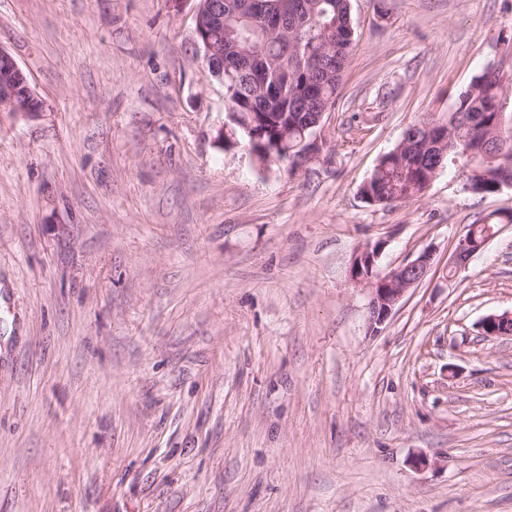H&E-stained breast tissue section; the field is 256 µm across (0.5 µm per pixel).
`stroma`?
<instances>
[{
	"instance_id": "1",
	"label": "stroma",
	"mask_w": 512,
	"mask_h": 512,
	"mask_svg": "<svg viewBox=\"0 0 512 512\" xmlns=\"http://www.w3.org/2000/svg\"><path fill=\"white\" fill-rule=\"evenodd\" d=\"M197 0H0L43 102L0 112V512H512V189H358L487 67L512 0H351L306 166L222 148ZM434 253L377 332L350 268ZM511 224L512 223V210L509 212H492L482 218L481 220L475 222L470 225V229L467 235H471L475 233L478 238H482L484 235L489 233L491 229L493 231V235L496 233V226L498 224ZM476 229L474 230V228ZM490 230V235H492V231ZM489 238L476 240L475 237H465L461 239L455 249L452 257V263L457 268H461L467 261L479 251ZM480 328L486 337L512 335V313L488 316L482 321Z\"/></svg>"
}]
</instances>
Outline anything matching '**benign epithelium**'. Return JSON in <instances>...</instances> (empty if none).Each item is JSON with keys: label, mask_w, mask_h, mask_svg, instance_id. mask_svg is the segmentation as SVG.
<instances>
[{"label": "benign epithelium", "mask_w": 512, "mask_h": 512, "mask_svg": "<svg viewBox=\"0 0 512 512\" xmlns=\"http://www.w3.org/2000/svg\"><path fill=\"white\" fill-rule=\"evenodd\" d=\"M0 71L12 79V83L4 86L0 108L19 114L42 111L40 99L30 87L27 78L11 54L2 47ZM485 243L486 240L473 237L461 239L453 254L452 264L462 267ZM380 252L381 248L376 245H368L355 256L350 270L352 280L357 284L367 285L370 290L367 320L368 327L373 332L385 322L405 292L425 278L432 259V252L425 250L412 261L381 271L377 266ZM481 331L486 337L512 335V313L486 317L481 323Z\"/></svg>", "instance_id": "benign-epithelium-1"}]
</instances>
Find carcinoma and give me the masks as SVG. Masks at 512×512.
<instances>
[{"label":"carcinoma","instance_id":"carcinoma-1","mask_svg":"<svg viewBox=\"0 0 512 512\" xmlns=\"http://www.w3.org/2000/svg\"><path fill=\"white\" fill-rule=\"evenodd\" d=\"M224 47V103L237 113L233 129L253 143L259 164L293 170L302 164L308 117L331 108L355 42L350 0H224V30L211 32ZM505 86L484 69L460 93L448 117L429 128L404 130L398 145L382 156L359 189L371 206L421 198L436 167L469 162L491 146L495 159L467 171L466 182L482 195L497 193L512 173V115L496 110ZM512 223V210L492 212L470 225L481 238L499 224Z\"/></svg>","mask_w":512,"mask_h":512}]
</instances>
